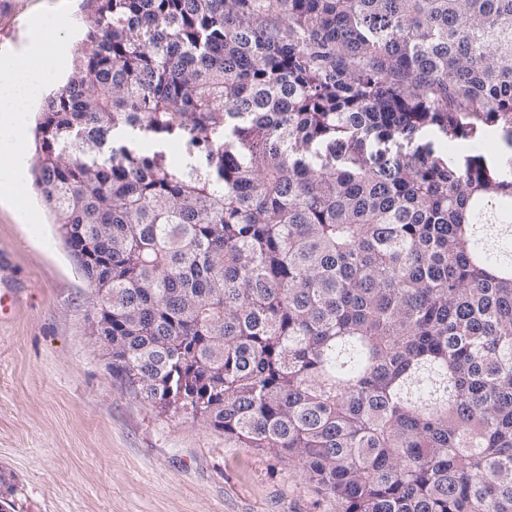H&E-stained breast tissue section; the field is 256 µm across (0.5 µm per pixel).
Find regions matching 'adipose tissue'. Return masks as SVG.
Returning a JSON list of instances; mask_svg holds the SVG:
<instances>
[{
  "instance_id": "adipose-tissue-1",
  "label": "adipose tissue",
  "mask_w": 512,
  "mask_h": 512,
  "mask_svg": "<svg viewBox=\"0 0 512 512\" xmlns=\"http://www.w3.org/2000/svg\"><path fill=\"white\" fill-rule=\"evenodd\" d=\"M56 30L49 25L34 31L31 46L0 65V157L7 166L0 168V197L26 210L27 198L18 196L16 187L22 180L20 162L26 147L20 134L38 95L62 67V58L55 47Z\"/></svg>"
}]
</instances>
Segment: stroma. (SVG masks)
<instances>
[{
  "label": "stroma",
  "instance_id": "stroma-1",
  "mask_svg": "<svg viewBox=\"0 0 512 512\" xmlns=\"http://www.w3.org/2000/svg\"><path fill=\"white\" fill-rule=\"evenodd\" d=\"M85 0H5L0 58L30 22L54 24L66 54ZM39 224L0 206V471L16 512H336L301 473L192 419L160 413L121 384L90 334L97 301L39 197Z\"/></svg>",
  "mask_w": 512,
  "mask_h": 512
}]
</instances>
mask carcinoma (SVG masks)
<instances>
[{
    "label": "carcinoma",
    "instance_id": "cac0c4a2",
    "mask_svg": "<svg viewBox=\"0 0 512 512\" xmlns=\"http://www.w3.org/2000/svg\"><path fill=\"white\" fill-rule=\"evenodd\" d=\"M86 2L33 186L112 293V375L339 512H512V175L478 141L512 145V0Z\"/></svg>",
    "mask_w": 512,
    "mask_h": 512
}]
</instances>
